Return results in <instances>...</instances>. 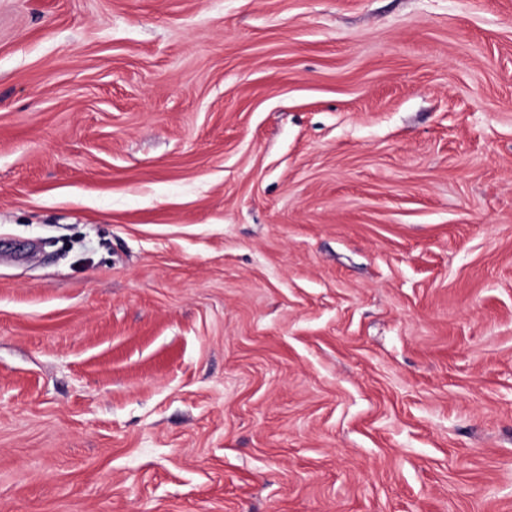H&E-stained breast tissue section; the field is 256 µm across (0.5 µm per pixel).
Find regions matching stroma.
Returning <instances> with one entry per match:
<instances>
[{"instance_id": "obj_1", "label": "stroma", "mask_w": 512, "mask_h": 512, "mask_svg": "<svg viewBox=\"0 0 512 512\" xmlns=\"http://www.w3.org/2000/svg\"><path fill=\"white\" fill-rule=\"evenodd\" d=\"M0 512H512V0H0Z\"/></svg>"}]
</instances>
